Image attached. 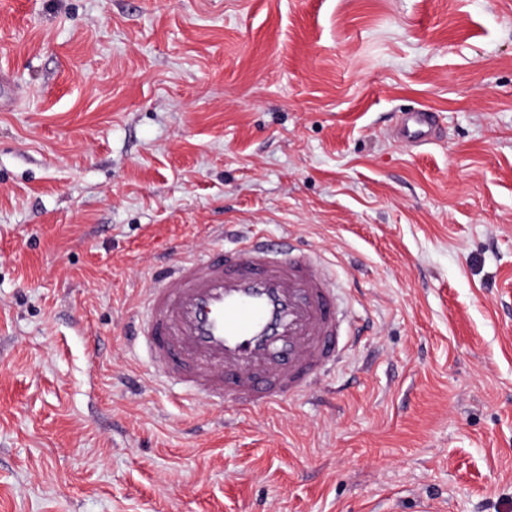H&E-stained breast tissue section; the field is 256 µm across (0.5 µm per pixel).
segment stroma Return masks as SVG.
Returning <instances> with one entry per match:
<instances>
[{
  "mask_svg": "<svg viewBox=\"0 0 512 512\" xmlns=\"http://www.w3.org/2000/svg\"><path fill=\"white\" fill-rule=\"evenodd\" d=\"M3 94L0 512H512V0H0ZM223 225L360 318L255 415L125 335ZM434 126L430 112H413L397 122V137L405 144L414 145L428 140Z\"/></svg>",
  "mask_w": 512,
  "mask_h": 512,
  "instance_id": "1",
  "label": "stroma"
}]
</instances>
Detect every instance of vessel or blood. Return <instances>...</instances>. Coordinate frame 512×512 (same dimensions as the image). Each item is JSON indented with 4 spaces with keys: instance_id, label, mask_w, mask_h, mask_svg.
<instances>
[{
    "instance_id": "vessel-or-blood-1",
    "label": "vessel or blood",
    "mask_w": 512,
    "mask_h": 512,
    "mask_svg": "<svg viewBox=\"0 0 512 512\" xmlns=\"http://www.w3.org/2000/svg\"><path fill=\"white\" fill-rule=\"evenodd\" d=\"M433 126L431 113L413 112L398 121L397 136L414 145ZM338 296L320 259L289 236L272 242L256 233L172 261L147 288L130 340L187 395L251 411L305 390L353 346Z\"/></svg>"
}]
</instances>
